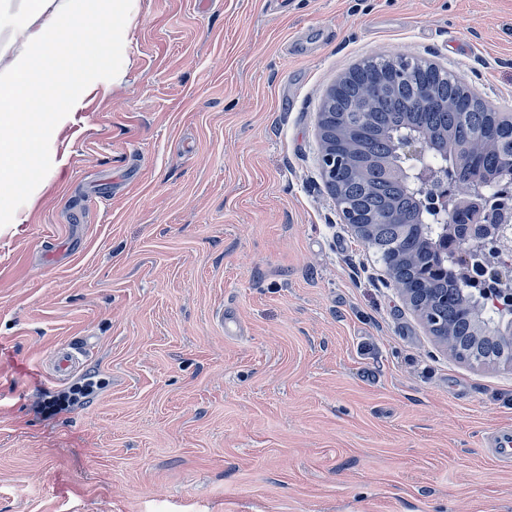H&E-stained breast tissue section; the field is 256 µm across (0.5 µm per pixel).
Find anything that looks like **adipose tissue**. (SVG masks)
Instances as JSON below:
<instances>
[{"instance_id": "obj_1", "label": "adipose tissue", "mask_w": 512, "mask_h": 512, "mask_svg": "<svg viewBox=\"0 0 512 512\" xmlns=\"http://www.w3.org/2000/svg\"><path fill=\"white\" fill-rule=\"evenodd\" d=\"M89 0H0V176L14 169L18 149L47 138L59 113L50 101L62 87L60 78L42 83L31 95L30 80L45 54L58 45L63 25L83 21Z\"/></svg>"}]
</instances>
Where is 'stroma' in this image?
Listing matches in <instances>:
<instances>
[{
  "label": "stroma",
  "instance_id": "obj_1",
  "mask_svg": "<svg viewBox=\"0 0 512 512\" xmlns=\"http://www.w3.org/2000/svg\"><path fill=\"white\" fill-rule=\"evenodd\" d=\"M101 7L36 193L0 189V512H512V367L429 335L317 138L331 83L398 51L512 113V0ZM84 353L81 348L71 347L59 352L55 358V372L58 378L65 380L72 371L82 364Z\"/></svg>",
  "mask_w": 512,
  "mask_h": 512
}]
</instances>
